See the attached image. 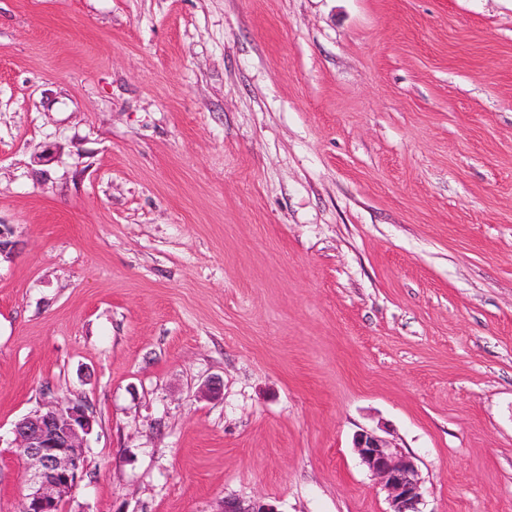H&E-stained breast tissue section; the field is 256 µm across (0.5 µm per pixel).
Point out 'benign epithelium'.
<instances>
[{
  "label": "benign epithelium",
  "mask_w": 512,
  "mask_h": 512,
  "mask_svg": "<svg viewBox=\"0 0 512 512\" xmlns=\"http://www.w3.org/2000/svg\"><path fill=\"white\" fill-rule=\"evenodd\" d=\"M93 417L85 404L53 402L18 420L13 445L23 459L30 492L19 512H63L62 504L83 477L86 436ZM354 448L387 493L389 512H421V481L412 457L370 431L354 437ZM224 512H277L262 499L224 501Z\"/></svg>",
  "instance_id": "7a95c632"
}]
</instances>
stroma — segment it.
Returning <instances> with one entry per match:
<instances>
[{
  "label": "stroma",
  "mask_w": 512,
  "mask_h": 512,
  "mask_svg": "<svg viewBox=\"0 0 512 512\" xmlns=\"http://www.w3.org/2000/svg\"><path fill=\"white\" fill-rule=\"evenodd\" d=\"M0 512H512V0H0ZM92 428L86 405L72 401L49 403L15 423L13 445L30 485L19 512H63L85 472L83 448ZM354 448L362 464L387 493L388 512H422L421 481L412 457L370 431L356 434Z\"/></svg>",
  "instance_id": "obj_1"
}]
</instances>
